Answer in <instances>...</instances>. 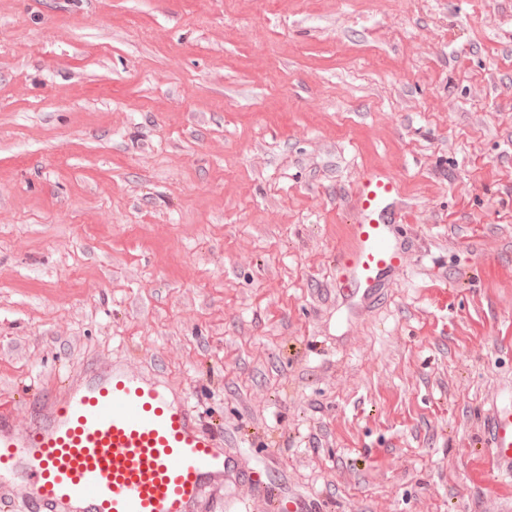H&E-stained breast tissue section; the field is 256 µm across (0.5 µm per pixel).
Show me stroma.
<instances>
[{"instance_id":"stroma-1","label":"stroma","mask_w":512,"mask_h":512,"mask_svg":"<svg viewBox=\"0 0 512 512\" xmlns=\"http://www.w3.org/2000/svg\"><path fill=\"white\" fill-rule=\"evenodd\" d=\"M372 166L408 262L353 311ZM117 357L237 458L202 512H512V0H0V394ZM484 441L490 448L492 466L504 479L512 478V388L494 404Z\"/></svg>"}]
</instances>
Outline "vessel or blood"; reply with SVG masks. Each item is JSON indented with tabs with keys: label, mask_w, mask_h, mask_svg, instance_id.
<instances>
[{
	"label": "vessel or blood",
	"mask_w": 512,
	"mask_h": 512,
	"mask_svg": "<svg viewBox=\"0 0 512 512\" xmlns=\"http://www.w3.org/2000/svg\"><path fill=\"white\" fill-rule=\"evenodd\" d=\"M350 244L336 256L342 299L365 301L407 255L394 225L410 203L383 169L367 170L348 198ZM0 401V486L23 483L39 512H199L232 471L221 437L204 427L188 394L125 360L86 364L34 404L25 427ZM484 441L512 478V388L494 405Z\"/></svg>",
	"instance_id": "b4317fda"
}]
</instances>
